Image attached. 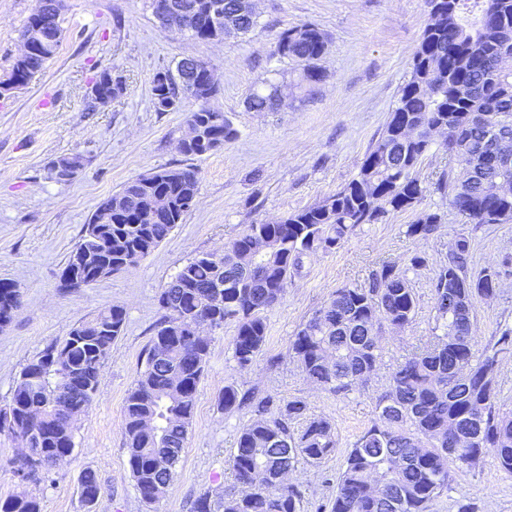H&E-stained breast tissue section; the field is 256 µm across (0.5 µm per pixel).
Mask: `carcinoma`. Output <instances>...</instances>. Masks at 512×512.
<instances>
[{"instance_id":"carcinoma-1","label":"carcinoma","mask_w":512,"mask_h":512,"mask_svg":"<svg viewBox=\"0 0 512 512\" xmlns=\"http://www.w3.org/2000/svg\"><path fill=\"white\" fill-rule=\"evenodd\" d=\"M169 2L195 14L190 34L195 40H222L224 32H233L213 21L214 0ZM55 3L36 0L22 34L38 27L51 38L63 30ZM59 47L55 42L23 64L14 62L0 84L42 73ZM323 53L321 30L312 24L284 29L274 50L295 61H317ZM508 54L512 0H439V15L423 29L396 106L356 176L313 207L274 224L247 225L223 248L189 259L165 285L158 297L163 314L123 411L128 470L141 503L155 505L168 492L210 355L212 339L198 341L175 330L188 320L208 319L215 331L231 322L236 329L233 357L240 368L249 366L265 342L267 313L282 302L304 259L341 246L362 224L420 206L426 188L416 169L433 144L432 130L444 127L441 147L449 160L467 163L465 178L451 167L433 183V192L470 224L512 221V195L502 194L503 186L512 188V165L500 168L482 150L494 141L512 142V70L500 66ZM204 78L203 69L190 78L177 65L154 73L151 80L155 111L176 112L186 100L196 103L186 113V123L197 129V138L182 147L187 156L212 154L237 136L226 115L209 105L217 87L190 93V82ZM93 86L97 94L115 98L123 91L122 80L105 70ZM276 99L277 86L271 84L267 93L252 92L246 105L254 112H273ZM403 125L415 131L414 140H400ZM198 190L191 167L129 179L95 207L61 271V286H72V278L91 286L135 267L183 223ZM441 221L436 211L422 212L407 234L427 240ZM472 252V236L464 225L433 269L431 335L393 369L376 400L372 425L346 452L332 512H428L448 489L451 466L467 467L486 453L512 472V414L500 410L495 383L501 353L512 350V326L497 327L476 354V304L498 296L502 281L491 266L471 270ZM19 305L16 283L1 278L0 327L11 322ZM416 308L407 270L384 261L367 284L336 289L297 330L289 355L303 376L322 389L362 388L380 359L375 325L403 330ZM125 322V309L109 306L79 321L63 341L47 345L21 368L9 406L0 410V434L19 442L39 439V457L23 449L13 461L21 479H45L54 464L72 454L71 420L92 405L101 368ZM221 404L228 412L248 404L253 408L230 460L236 488L218 505L209 493H201L191 512H215L217 506L222 512H300V487L281 483L279 476L300 463L317 465L334 453V425L310 413L299 398L257 401L232 383L224 386ZM450 434L461 438L458 447H448ZM100 493L96 472L85 470L82 500L91 506ZM0 512H41V503L21 493L0 499Z\"/></svg>"}]
</instances>
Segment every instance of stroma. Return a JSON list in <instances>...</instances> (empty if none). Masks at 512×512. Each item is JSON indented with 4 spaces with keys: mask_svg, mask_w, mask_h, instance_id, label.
<instances>
[{
    "mask_svg": "<svg viewBox=\"0 0 512 512\" xmlns=\"http://www.w3.org/2000/svg\"><path fill=\"white\" fill-rule=\"evenodd\" d=\"M35 0H0V78L20 50V34ZM64 39L46 70L25 88L0 97V278L14 281L21 306L0 328V409L10 402L20 369L46 345L65 339L75 325L111 305L123 306L126 323L113 343L92 406L77 424L72 454L48 480H21L12 465L19 444L0 435V499L28 492L42 512H146L129 476L122 429L128 391L143 369L161 316L158 295L192 257L222 248L247 225L270 223L319 203L345 186L379 137L406 81L413 52L428 23L426 0H257L258 24L248 34L214 44L162 32L148 0H63ZM312 24L328 38L315 88L299 83L301 66L273 50L280 32ZM206 61L219 86L210 105L237 131L221 150L182 154L184 112L151 106V78L183 57ZM110 70L124 82L112 102L88 110L93 78ZM273 81L288 92L275 112H252L248 95ZM77 155L74 178L56 181L51 161ZM194 167L199 193L194 207L158 249L135 268L91 287L65 291L59 275L96 204L128 179L160 168ZM422 206L439 212V233L407 236L417 212H394L365 224L341 247L305 260L281 304L268 315L266 341L253 363L233 358L234 324L216 334L199 385L187 447L157 512H189L199 493L219 499L234 484L230 466L249 408L224 411L227 384L256 398H300L330 419L340 446L323 463L289 475L302 493L301 512H331L346 449L375 418L377 397L390 372L432 326V268L465 219L428 194ZM473 267L500 265L512 255V223L474 226ZM426 268L414 271V254ZM407 268L418 299L403 332L381 342L380 363L368 386L334 393L312 385L288 356L289 342L336 288L367 283L379 263ZM479 345L501 324L512 325V275L499 295L478 303ZM94 470L99 500L80 497L83 471ZM512 512V474L493 454L469 468L453 469L450 487L429 512Z\"/></svg>",
    "mask_w": 512,
    "mask_h": 512,
    "instance_id": "stroma-1",
    "label": "stroma"
}]
</instances>
